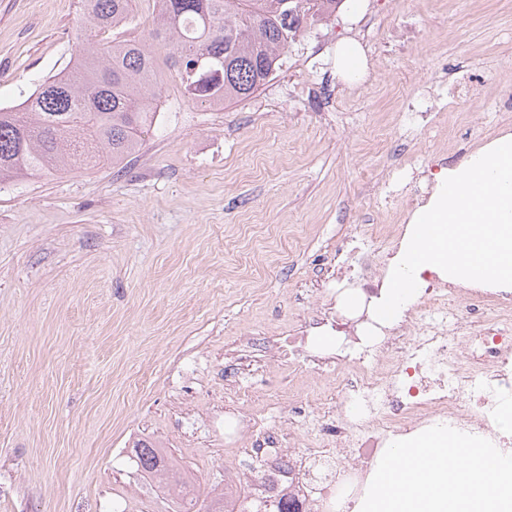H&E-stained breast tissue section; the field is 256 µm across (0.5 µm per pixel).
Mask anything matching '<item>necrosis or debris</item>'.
<instances>
[{
  "label": "necrosis or debris",
  "instance_id": "necrosis-or-debris-1",
  "mask_svg": "<svg viewBox=\"0 0 512 512\" xmlns=\"http://www.w3.org/2000/svg\"><path fill=\"white\" fill-rule=\"evenodd\" d=\"M402 228L368 225L338 248L339 270L365 299L364 306L340 314L327 311L304 323L302 335L286 336L262 347L265 357L291 374L331 382V401L323 412H288L299 444L287 449L280 431L263 430L251 454L265 464L261 479L246 466L234 471L236 487L249 483L266 512L280 499L299 512H361L372 480L371 462L396 440L434 424L512 447L497 429L501 395L512 392V292L435 281L397 322H379L368 308L387 285ZM342 327L345 347L318 349L313 340ZM322 472L310 484L302 472ZM234 491L226 501L247 512Z\"/></svg>",
  "mask_w": 512,
  "mask_h": 512
}]
</instances>
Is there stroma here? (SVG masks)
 Here are the masks:
<instances>
[{"mask_svg": "<svg viewBox=\"0 0 512 512\" xmlns=\"http://www.w3.org/2000/svg\"><path fill=\"white\" fill-rule=\"evenodd\" d=\"M78 0H0V108L75 53ZM365 51L350 82L342 40ZM160 116L125 167H74L0 185V512H179L183 495L138 467L164 449L194 512L224 491L251 435L214 428L226 405L277 425L323 408L245 344L301 329L333 287L336 249L364 224H405L377 203L398 169L426 181L482 128L512 135V0H353L308 18L253 95L195 104L154 45ZM454 98L442 137H405L408 101ZM265 390H233L229 361Z\"/></svg>", "mask_w": 512, "mask_h": 512, "instance_id": "obj_1", "label": "stroma"}]
</instances>
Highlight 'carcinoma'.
Returning a JSON list of instances; mask_svg holds the SVG:
<instances>
[{
  "label": "carcinoma",
  "mask_w": 512,
  "mask_h": 512,
  "mask_svg": "<svg viewBox=\"0 0 512 512\" xmlns=\"http://www.w3.org/2000/svg\"><path fill=\"white\" fill-rule=\"evenodd\" d=\"M135 0H81L78 50L63 72L43 79L10 110L0 109V184L71 168L117 167L138 151L156 121L157 62L135 37L98 36L128 26ZM342 0H155L151 39L171 47L169 67L187 97L208 107L244 100L263 86L296 31L290 12L326 16ZM137 464L179 482L164 451L134 446Z\"/></svg>",
  "instance_id": "obj_1"
}]
</instances>
